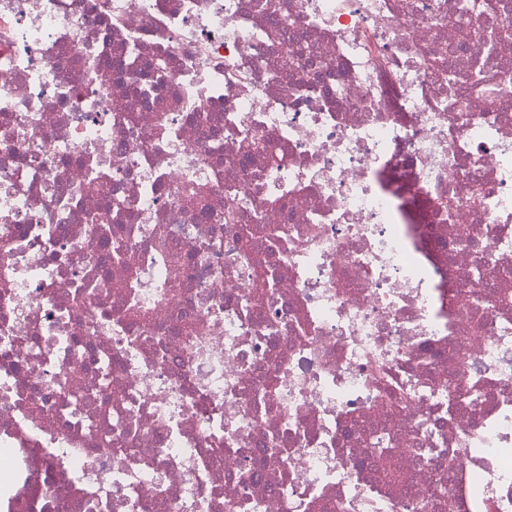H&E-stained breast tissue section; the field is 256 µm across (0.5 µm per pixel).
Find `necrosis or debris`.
<instances>
[{
	"label": "necrosis or debris",
	"mask_w": 512,
	"mask_h": 512,
	"mask_svg": "<svg viewBox=\"0 0 512 512\" xmlns=\"http://www.w3.org/2000/svg\"><path fill=\"white\" fill-rule=\"evenodd\" d=\"M473 2L0 0V512H512Z\"/></svg>",
	"instance_id": "necrosis-or-debris-1"
}]
</instances>
